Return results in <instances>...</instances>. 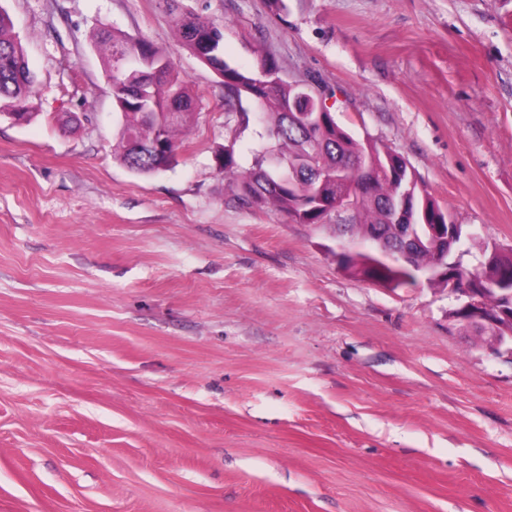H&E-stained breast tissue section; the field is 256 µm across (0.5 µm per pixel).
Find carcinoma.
Masks as SVG:
<instances>
[{
    "label": "carcinoma",
    "mask_w": 512,
    "mask_h": 512,
    "mask_svg": "<svg viewBox=\"0 0 512 512\" xmlns=\"http://www.w3.org/2000/svg\"><path fill=\"white\" fill-rule=\"evenodd\" d=\"M162 7L176 16L179 40L189 51L211 67L221 78L227 102L237 101L240 119L249 122V102L268 114L265 136L269 145L256 151L252 166L239 168L234 150L218 157L224 177L248 204L263 208L273 206L293 221L303 224L320 223L321 213L312 209L319 193L333 201L342 190L355 188L360 181L374 182V191L363 196L351 217L357 233L366 235L372 229L392 227L389 204L401 181L393 177L389 162L410 175L407 161L373 141L361 142L340 126L334 113L318 126L308 127L304 112L291 111L298 101L300 89L287 82L259 86V73L279 71L275 60L262 57L251 71H242L223 58L224 24L182 11L179 0H161ZM13 22L0 7V99L8 100V109L27 121L36 118L31 111L34 75L26 59L21 40L12 35ZM95 43L104 47L106 69L112 70L115 111L118 114V158L131 171L152 174L169 168L175 155L156 157L153 153L135 152V146L151 139L154 129L161 130L171 151H176V133L197 119L196 94L176 75L170 58L150 41L116 30L98 29ZM156 113V127L145 125L144 112ZM352 161L342 174L341 183L319 188L316 173L319 168L336 167V159ZM417 220L435 224L444 218V210L429 195L415 186ZM358 260L344 261L349 271L362 278L382 284L395 283V265L379 262L369 251L357 253ZM512 276V257L500 256L489 266L485 288H493L498 280Z\"/></svg>",
    "instance_id": "1"
}]
</instances>
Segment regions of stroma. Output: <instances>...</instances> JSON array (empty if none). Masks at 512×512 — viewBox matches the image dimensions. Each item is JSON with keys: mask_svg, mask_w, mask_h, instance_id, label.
<instances>
[{"mask_svg": "<svg viewBox=\"0 0 512 512\" xmlns=\"http://www.w3.org/2000/svg\"><path fill=\"white\" fill-rule=\"evenodd\" d=\"M224 56L316 78L337 122L402 156L512 248V0H183ZM37 117L0 115V512H512V356L425 280L342 269L335 223L243 203L264 126L158 0H0ZM166 51L197 96L171 168L114 155L99 26Z\"/></svg>", "mask_w": 512, "mask_h": 512, "instance_id": "obj_1", "label": "stroma"}]
</instances>
